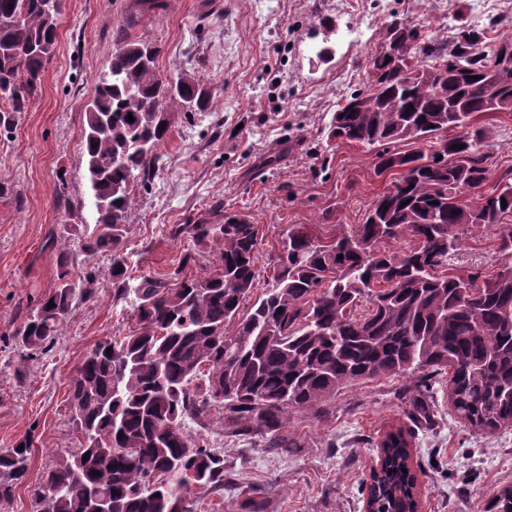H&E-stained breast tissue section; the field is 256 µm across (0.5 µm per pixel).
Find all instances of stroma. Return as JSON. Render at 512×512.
Returning a JSON list of instances; mask_svg holds the SVG:
<instances>
[{"label":"stroma","instance_id":"1","mask_svg":"<svg viewBox=\"0 0 512 512\" xmlns=\"http://www.w3.org/2000/svg\"><path fill=\"white\" fill-rule=\"evenodd\" d=\"M137 36L158 43L161 73L188 72L222 87L215 110L175 117L159 152L162 166L142 191L126 242L131 276L169 278L186 249L188 272L212 270L209 242L172 237L177 224L221 210L248 216L263 241L255 265L270 281L279 235L292 224L321 234L363 223L372 201L392 186L378 174L376 148L333 143L328 125L338 103L368 82L367 58L386 26L407 17L421 34L444 31L463 16L486 43L512 37L492 25L476 0H164ZM135 0H65L56 57L42 89L10 129L0 128V449L32 439L24 486L6 512H32L28 486L41 481L63 450L74 447L68 385L98 341L124 335L126 309L111 295L72 311L48 354L21 358L12 335L56 283L66 244L59 195L81 223L94 225L81 130L87 86L112 52V31ZM489 163L512 164V114L486 119ZM494 230L469 231L455 264L491 270ZM447 378L426 384L380 378L339 391L317 412L293 411L281 429L285 448L259 435L238 436L214 419L211 438L232 478L223 495L196 492L191 512H364L379 462L377 444L395 428L409 431L422 512H480L484 495L512 485V429L483 434L448 407ZM428 418L420 420L418 408Z\"/></svg>","mask_w":512,"mask_h":512}]
</instances>
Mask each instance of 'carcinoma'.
Here are the masks:
<instances>
[{
    "label": "carcinoma",
    "mask_w": 512,
    "mask_h": 512,
    "mask_svg": "<svg viewBox=\"0 0 512 512\" xmlns=\"http://www.w3.org/2000/svg\"><path fill=\"white\" fill-rule=\"evenodd\" d=\"M63 4L0 0V18L21 19L0 25V126L41 88L56 56ZM162 9L161 0H137L112 31V53L92 83L82 130L96 224L90 234L64 225L78 249L58 253L56 287L12 336L31 358L47 353L72 310L96 301L101 287L112 288L113 302L130 303L134 320L112 340L118 354L102 341L85 354L70 384L77 446L28 487L31 499L50 487L49 512H88L92 491L109 496L115 512H191L192 491L224 494V457L191 425L207 429L216 412L238 433L273 434L286 412L309 411L343 387L382 377L445 374L448 406L464 426L512 428V169L485 196L472 192L492 176L475 114L512 113V42L487 48L483 30L467 25L426 39L411 21L393 19L388 35H407L403 65L371 56L379 76L345 98L330 124L331 137L342 129L350 142L382 147L377 174L398 166L393 187L373 201L364 223L349 231L338 224L328 237L289 227L272 281L258 296L257 225L236 214L222 224H178L175 238L215 242V269L184 275L195 260L188 249L174 277L143 276L132 285L119 255L137 188L160 170L172 111L207 112L219 102L186 72L160 73L157 48L133 36L144 17ZM450 129L458 135L446 136ZM398 143L413 149H392ZM470 226L501 230L495 271L449 267ZM391 240L408 246L382 249ZM104 252L113 256L106 272L89 264ZM22 444L0 455V507L13 501L28 472L33 442ZM379 447L384 463L371 492L383 499L381 512L408 510L409 445L399 431L386 433ZM177 463L195 473L197 485L173 484L165 497L152 496V483ZM482 512H512V486L490 491Z\"/></svg>",
    "instance_id": "cac0c4a2"
}]
</instances>
